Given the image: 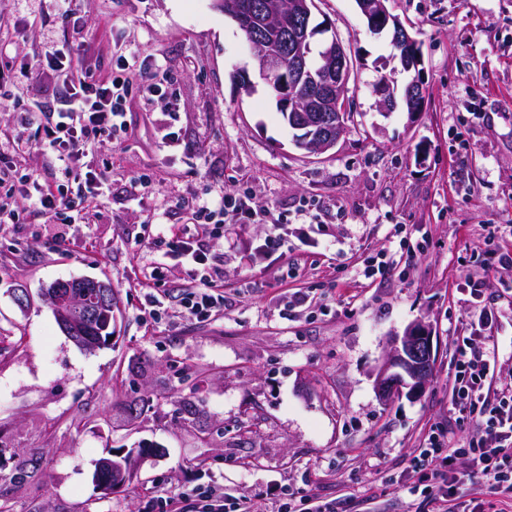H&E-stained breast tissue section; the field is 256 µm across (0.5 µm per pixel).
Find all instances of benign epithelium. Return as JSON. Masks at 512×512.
Wrapping results in <instances>:
<instances>
[{"label":"benign epithelium","mask_w":512,"mask_h":512,"mask_svg":"<svg viewBox=\"0 0 512 512\" xmlns=\"http://www.w3.org/2000/svg\"><path fill=\"white\" fill-rule=\"evenodd\" d=\"M359 13L370 24L385 21L392 23L393 28L405 42L407 49L395 55L403 69L415 72L412 82L407 86L405 95L411 102H417L424 95L422 64L418 43L405 26L385 7V0H356ZM215 6L231 16L242 29L261 31L273 19L283 23L288 19H304L311 16L317 9V0H290L286 6L273 5L268 11L254 9L247 0L231 5H224V0H215ZM327 25L323 24L311 29L305 24H296L289 29L288 62L279 56L259 50L253 44L251 49L261 72L265 76L280 73L283 65H288L296 84L313 87L325 106L317 107L309 103V99L293 97L288 94V87L282 88L278 96L280 107L292 113L291 119L298 128L306 130V134L298 139L297 146L309 155H320L333 148L345 131L346 125L342 113L325 115L341 88L350 77L351 62L346 46L336 36L323 44L324 51L318 66L311 65L305 53L309 41ZM110 292L101 288L98 292L97 305L91 306L79 300L69 291L55 285V289L47 295L49 306L57 319L61 330L78 347L95 351L105 346L103 340L91 341L83 336V324L89 319L99 316L101 309L107 307ZM435 358L434 336L429 324L418 322L410 325L401 336L391 340V349L387 356L374 370V387L382 401L407 392L408 396L420 395L427 386ZM135 478L131 467V457L114 454L103 458L97 465L96 479L103 489L127 485Z\"/></svg>","instance_id":"1"}]
</instances>
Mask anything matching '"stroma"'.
Masks as SVG:
<instances>
[{
    "label": "stroma",
    "mask_w": 512,
    "mask_h": 512,
    "mask_svg": "<svg viewBox=\"0 0 512 512\" xmlns=\"http://www.w3.org/2000/svg\"><path fill=\"white\" fill-rule=\"evenodd\" d=\"M317 4L354 74L347 131L314 156L295 146L214 0H78L67 17L50 0L0 6L15 59L82 37L104 74L136 47L174 103L131 98L126 133L89 153L101 175L91 223L0 226V492L14 512H154V495L209 485L251 495L256 512H273V487L346 499L350 512H409L410 464L429 432L472 430L451 384L474 281L512 369V272L498 265L512 251V0H387L421 45L415 113L384 110L374 90L385 75L400 94L412 78L390 34H371L355 0ZM242 184L287 215V246L264 254L271 225H233L211 250L223 309L201 322L179 313L191 284L176 266L167 310L150 316L139 286L155 258L139 243L147 217L162 208L186 224L181 199ZM62 232L71 244H57ZM380 256L387 271L365 278ZM80 277L110 281L118 300L112 343L93 352L63 334L42 296ZM418 321L433 328V379L381 402L373 371ZM141 443L164 453L141 461L131 485L98 489L97 461Z\"/></svg>",
    "instance_id": "obj_1"
}]
</instances>
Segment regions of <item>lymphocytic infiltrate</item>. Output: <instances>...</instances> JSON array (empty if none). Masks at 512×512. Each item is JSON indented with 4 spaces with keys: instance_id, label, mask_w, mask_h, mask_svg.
I'll list each match as a JSON object with an SVG mask.
<instances>
[{
    "instance_id": "obj_1",
    "label": "lymphocytic infiltrate",
    "mask_w": 512,
    "mask_h": 512,
    "mask_svg": "<svg viewBox=\"0 0 512 512\" xmlns=\"http://www.w3.org/2000/svg\"><path fill=\"white\" fill-rule=\"evenodd\" d=\"M91 45L80 42L77 51L68 48L36 49L19 65L21 76H48L60 88L58 105L39 100L20 101L13 92L12 77L0 73V109L22 113L17 125L0 132V224H16L22 215L44 219L48 224H73L87 213L99 188L98 175L85 169L83 160L92 153L101 137L113 138L128 128L126 103L133 93L147 99L164 98L139 51L121 57L108 75H100L89 62ZM56 162V181L24 167L30 141ZM185 206L192 227L182 231L167 223L165 214H153L148 223V247L163 248L161 260L147 270L144 285L152 290V312L164 307L168 263H179L191 291L182 301L183 311L204 320L224 305V270L212 263L211 240L225 237L226 215L236 223L252 224L258 218L282 224V216L259 214L250 189L225 194L213 201L191 199ZM493 309L476 308L471 327L476 336L463 337L456 347L452 399L460 419L474 423L469 438L452 440L443 431L431 432L414 469L424 471L427 484L424 499L434 512H448V499L460 478L453 468L456 459H467L473 474L489 486L495 499L472 500L462 512H512V375L503 376L498 343L492 331ZM497 383L495 393L486 384ZM160 512H253V499L243 494L225 497L218 487L174 492L158 500Z\"/></svg>"
}]
</instances>
